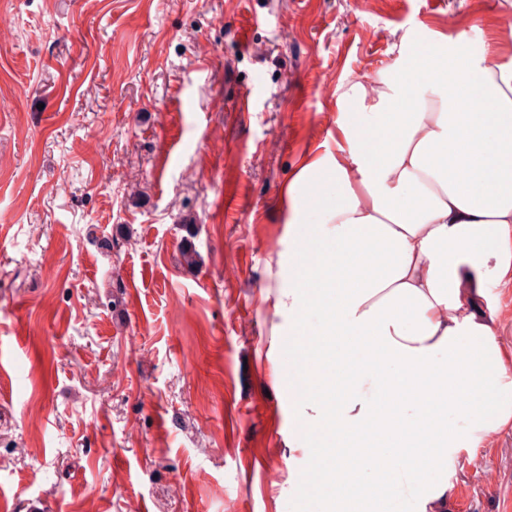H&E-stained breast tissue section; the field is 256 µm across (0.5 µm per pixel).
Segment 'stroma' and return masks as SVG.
Returning a JSON list of instances; mask_svg holds the SVG:
<instances>
[{
    "label": "stroma",
    "mask_w": 512,
    "mask_h": 512,
    "mask_svg": "<svg viewBox=\"0 0 512 512\" xmlns=\"http://www.w3.org/2000/svg\"><path fill=\"white\" fill-rule=\"evenodd\" d=\"M0 493L318 512L282 190L406 36L512 58V0H0ZM251 112L235 109L241 90ZM222 99V111L211 104ZM195 252L194 263L184 255ZM450 512H512V433Z\"/></svg>",
    "instance_id": "1"
}]
</instances>
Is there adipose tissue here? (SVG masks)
Here are the masks:
<instances>
[{
	"label": "adipose tissue",
	"mask_w": 512,
	"mask_h": 512,
	"mask_svg": "<svg viewBox=\"0 0 512 512\" xmlns=\"http://www.w3.org/2000/svg\"><path fill=\"white\" fill-rule=\"evenodd\" d=\"M341 99L338 153L285 189L289 223L316 225L323 276L293 275L275 308L301 326L323 310L313 364L335 395L296 391L297 426L326 432L323 512H387L400 494L448 512L449 475L512 430V350L472 301L512 276V61L461 34L407 38L377 89Z\"/></svg>",
	"instance_id": "adipose-tissue-1"
}]
</instances>
